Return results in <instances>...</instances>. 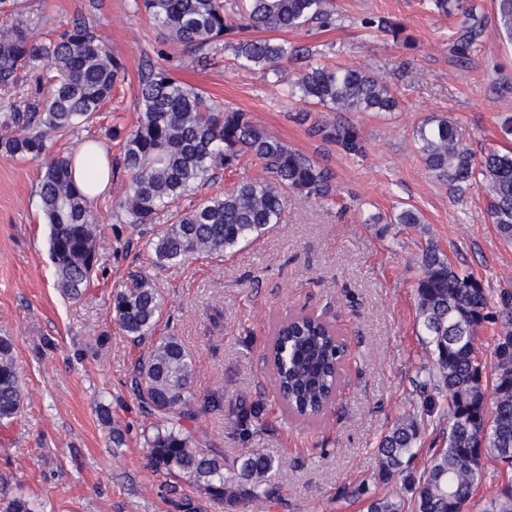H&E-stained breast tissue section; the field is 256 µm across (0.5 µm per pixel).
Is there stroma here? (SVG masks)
<instances>
[{
    "mask_svg": "<svg viewBox=\"0 0 512 512\" xmlns=\"http://www.w3.org/2000/svg\"><path fill=\"white\" fill-rule=\"evenodd\" d=\"M476 2L486 23L478 51L464 63L448 52L462 16L438 13L427 0H335L336 28L286 33L312 58L362 67L387 81L400 109L376 114L305 111L287 95L286 83L299 70L293 61L281 63L278 78L262 68L241 70L219 44L207 62H197L181 45L165 43L133 0H26L38 32L53 37L84 21L125 67L100 116L59 140L57 150L70 154L98 140L119 159L121 141L112 131L134 126V89L149 64L215 103L248 112L336 176L328 199L289 195L282 223L234 257L194 256L150 270L166 303L156 336L180 337L195 362L198 397L223 400L222 410L199 414V435L223 451L225 463L249 448L278 464V493L262 504L232 507L181 484L195 512H365L347 489L361 484L370 496L401 493L400 476L380 479L377 448L393 423L421 403L413 381L426 358L415 324L423 250L437 247L491 297L512 292V244L491 224L484 192L455 197L428 174L413 142L424 119L445 115L474 152L512 147L500 130L512 117V43L496 27L494 0ZM374 15L404 24L406 40L364 26ZM339 120L358 129L362 156L312 131ZM43 170L39 160L0 157V336L13 340L25 389L22 412L0 421V492L30 499L39 512H181L142 447L144 419L125 386L140 350L119 329L110 297L147 268V239L174 223L177 212L261 169L246 161L217 169L191 200L159 211L144 227L126 223L119 207L125 179L114 177L111 193L92 201L100 267L75 304L54 286L38 197ZM403 209L417 212L420 224L392 223ZM295 312L332 322L347 346L336 402L312 423L285 414L264 361L273 324ZM100 399L111 406V423L97 415ZM116 427L125 433L120 448L112 444Z\"/></svg>",
    "mask_w": 512,
    "mask_h": 512,
    "instance_id": "stroma-1",
    "label": "stroma"
}]
</instances>
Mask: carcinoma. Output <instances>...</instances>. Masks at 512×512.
<instances>
[{
    "label": "carcinoma",
    "instance_id": "1",
    "mask_svg": "<svg viewBox=\"0 0 512 512\" xmlns=\"http://www.w3.org/2000/svg\"><path fill=\"white\" fill-rule=\"evenodd\" d=\"M166 41L200 55L216 43L233 52L237 68L262 67L279 74L278 65L299 50L285 39L241 36L287 32L316 23L334 28L339 21L334 0H243L241 11L224 0H133ZM468 0H429L446 15L466 16L450 35V50L460 59L477 51L483 18ZM23 0H0V86L17 82L19 72L37 74L32 98L0 122V155L45 161L38 196L49 227V257L55 286L76 302L90 285L98 263L100 229L89 194L72 176V156L56 143L92 121L112 98L123 63L83 21H75L52 40L37 34L22 8ZM497 26L512 41V0H497ZM288 96L327 112H395L399 100L375 73L306 60L288 85ZM139 115L122 138L120 166L127 177L120 208L130 224L152 223L157 212L184 199L208 182L219 167L233 168L249 156L265 177L246 182L191 204L176 222L149 242L155 267L176 265L192 255L230 257L281 222L289 194L327 198L335 191L332 171L288 147L234 107L209 103L204 92L164 70L149 68L135 89ZM347 153L362 150L355 127L338 122L318 128ZM425 170L459 196L472 189L486 193L491 223L512 241V151L490 150L481 158L462 144L446 116L423 120L413 134ZM416 283V323L426 336L428 365L413 384L424 395L421 411L404 414L381 440V478L403 475L411 496L372 499L367 512H465L477 491L486 512H512V484L485 480V462L512 466V294L494 302L478 280L460 272L434 247L421 258ZM111 307L120 330L134 344L152 338L165 299L146 272L131 285L113 291ZM500 321L492 371L479 359L476 340L484 322ZM273 387L283 408L298 419H315L331 407L341 379L344 345L335 327L315 314L293 315L273 336ZM191 353L177 336L149 344L129 375V388L148 421L143 448L154 472L187 481L212 501L267 500L275 461L246 450L236 467L224 469V453L203 445L184 423L202 411L194 391ZM24 387L13 356V341L0 336V420L20 413ZM438 414L447 423L446 447L434 452L419 477L406 473L424 417ZM0 512H35L23 497L5 498Z\"/></svg>",
    "mask_w": 512,
    "mask_h": 512
}]
</instances>
